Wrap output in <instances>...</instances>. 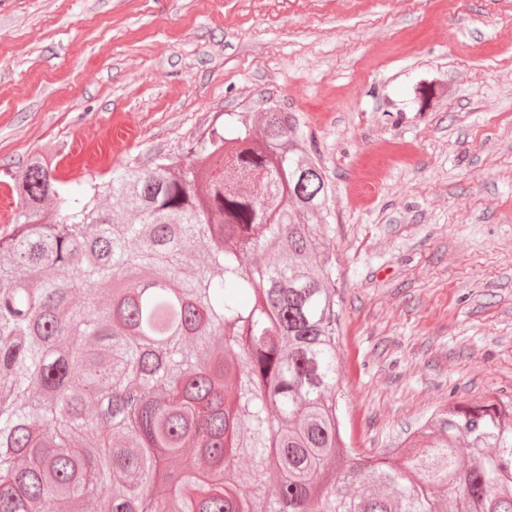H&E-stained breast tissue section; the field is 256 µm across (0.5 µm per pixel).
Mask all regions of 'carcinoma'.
<instances>
[{"instance_id":"carcinoma-1","label":"carcinoma","mask_w":512,"mask_h":512,"mask_svg":"<svg viewBox=\"0 0 512 512\" xmlns=\"http://www.w3.org/2000/svg\"><path fill=\"white\" fill-rule=\"evenodd\" d=\"M56 160L0 173V512H512V403L448 404L398 466L341 445L329 183L292 115L79 195Z\"/></svg>"}]
</instances>
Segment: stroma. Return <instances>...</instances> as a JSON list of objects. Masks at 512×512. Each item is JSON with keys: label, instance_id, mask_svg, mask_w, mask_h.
<instances>
[{"label": "stroma", "instance_id": "stroma-1", "mask_svg": "<svg viewBox=\"0 0 512 512\" xmlns=\"http://www.w3.org/2000/svg\"><path fill=\"white\" fill-rule=\"evenodd\" d=\"M271 106L332 184L351 448L378 459L448 403H511L512 0H0L12 173L53 143L79 193Z\"/></svg>", "mask_w": 512, "mask_h": 512}]
</instances>
